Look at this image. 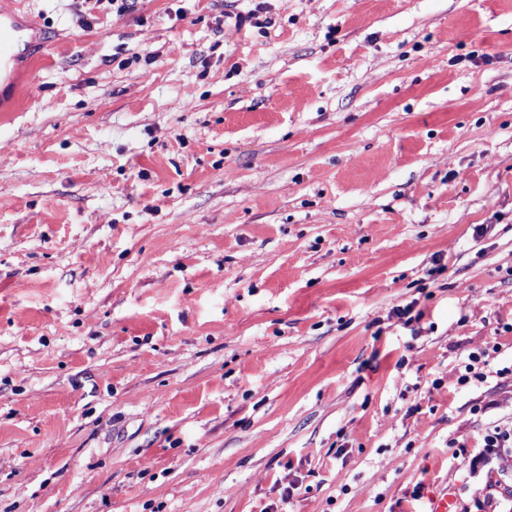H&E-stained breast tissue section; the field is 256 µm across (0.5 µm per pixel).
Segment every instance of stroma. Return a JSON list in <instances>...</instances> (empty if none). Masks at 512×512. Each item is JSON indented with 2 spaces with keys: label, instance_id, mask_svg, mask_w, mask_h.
I'll list each match as a JSON object with an SVG mask.
<instances>
[{
  "label": "stroma",
  "instance_id": "35a3bbf8",
  "mask_svg": "<svg viewBox=\"0 0 512 512\" xmlns=\"http://www.w3.org/2000/svg\"><path fill=\"white\" fill-rule=\"evenodd\" d=\"M127 5L0 0V512H512V0ZM46 41L36 43L28 40L25 26L11 14H0V102L4 96L15 94L19 81L24 79L19 70L21 58L31 61L34 57H44L48 50ZM487 356L486 352L472 353L468 356V362L465 363L464 373L458 378V382L461 384H473L483 383L488 378L490 370L485 371V367H488V361L484 359ZM483 445L485 454L498 455L501 450L512 447V428H501L494 426L489 428L483 436Z\"/></svg>",
  "mask_w": 512,
  "mask_h": 512
}]
</instances>
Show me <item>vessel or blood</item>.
<instances>
[{
  "label": "vessel or blood",
  "instance_id": "1",
  "mask_svg": "<svg viewBox=\"0 0 512 512\" xmlns=\"http://www.w3.org/2000/svg\"><path fill=\"white\" fill-rule=\"evenodd\" d=\"M47 42L29 40L19 19L0 14V99L14 95L23 74L19 69L22 57L44 56Z\"/></svg>",
  "mask_w": 512,
  "mask_h": 512
}]
</instances>
